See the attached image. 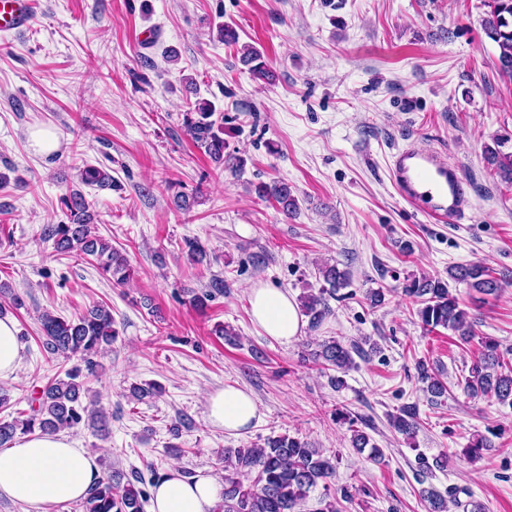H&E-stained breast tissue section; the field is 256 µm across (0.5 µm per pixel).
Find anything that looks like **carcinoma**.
I'll return each instance as SVG.
<instances>
[{"label":"carcinoma","mask_w":512,"mask_h":512,"mask_svg":"<svg viewBox=\"0 0 512 512\" xmlns=\"http://www.w3.org/2000/svg\"><path fill=\"white\" fill-rule=\"evenodd\" d=\"M488 10L482 18V27L498 47L500 71L512 76V0H486ZM242 62L250 66L253 75L269 77L260 53L246 49ZM214 109L207 102H199L194 111L184 117L188 134L197 146L203 148L216 163H224V127L213 120ZM507 140L495 139L494 146L486 148L487 162L493 166L502 181L512 185V152L502 150ZM81 182L100 188L112 186V176L105 170L87 166L81 172ZM258 193L270 196L281 205L283 212L291 214L297 209V201L291 186L285 182L273 185L261 184ZM67 210L68 222L45 224L41 235L54 240L57 251L95 258L101 269L110 275L112 282L123 285L133 279L134 271L127 258L105 240L92 234V214L83 193L73 190L62 197ZM324 285L316 293L301 300L303 314L316 328L332 313L329 299L336 297L340 289L349 285L346 272L335 265L319 268ZM463 282L485 295H496L505 283L492 276L480 263L456 265L449 269L448 279L441 277L404 278L402 294L418 305L416 310L421 324L428 331L439 327L458 334L468 342L472 339L473 320L469 312L460 307L458 299L449 291V281ZM43 348L50 354L66 359L81 355H97L119 336L110 308L95 305L85 313L68 319L45 311L39 316ZM481 350L473 360L463 390L472 398L490 396L501 403L512 404V366L497 340L484 337ZM363 349L347 347L331 338L319 344L311 353L312 361L324 370H332L338 376L330 377V383L342 386L341 374L356 366L354 356ZM418 380L425 384L431 399L441 398L447 392L446 383L423 360L418 362ZM88 389L80 380L77 369L66 372V378L56 379L30 397V411L20 413L11 421H0V448L10 447L17 435L39 431L54 434L86 422L97 431L104 430L106 416L97 402H84ZM391 427L407 438L414 437L419 426L417 411L412 406L390 417ZM352 447L369 450L375 461L382 458L380 449L371 443L362 430H352ZM336 473V463L311 443L287 434L268 437L261 444L250 448L224 449V492L216 512H300L311 489L319 483H327ZM143 483L140 472H132V478L121 470L105 473L90 489L82 501L83 512H144L147 493L139 488ZM460 489L448 488V496L435 490L426 491L429 512H449L450 507L463 512H483L479 503H462ZM352 494L348 488L340 489V496L328 495L320 500L317 512H340L339 500H348Z\"/></svg>","instance_id":"carcinoma-1"}]
</instances>
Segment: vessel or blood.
Returning a JSON list of instances; mask_svg holds the SVG:
<instances>
[{
	"mask_svg": "<svg viewBox=\"0 0 512 512\" xmlns=\"http://www.w3.org/2000/svg\"><path fill=\"white\" fill-rule=\"evenodd\" d=\"M33 18L34 0H0V31H24ZM389 173L399 196L424 216L441 224L472 218L475 205L468 184L438 151L404 144L392 153Z\"/></svg>",
	"mask_w": 512,
	"mask_h": 512,
	"instance_id": "vessel-or-blood-1",
	"label": "vessel or blood"
}]
</instances>
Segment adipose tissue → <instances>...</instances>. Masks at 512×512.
<instances>
[{
    "label": "adipose tissue",
    "mask_w": 512,
    "mask_h": 512,
    "mask_svg": "<svg viewBox=\"0 0 512 512\" xmlns=\"http://www.w3.org/2000/svg\"><path fill=\"white\" fill-rule=\"evenodd\" d=\"M253 322L269 338L289 344L303 322L288 291L258 283L249 290ZM207 418L227 433L240 431L258 416V406L244 389L227 386L209 393ZM95 460L62 433L27 434L0 450V497L27 505V512L54 507L86 496L99 479ZM223 486L212 476H183L172 470L151 490L152 512H213Z\"/></svg>",
    "instance_id": "adipose-tissue-1"
}]
</instances>
